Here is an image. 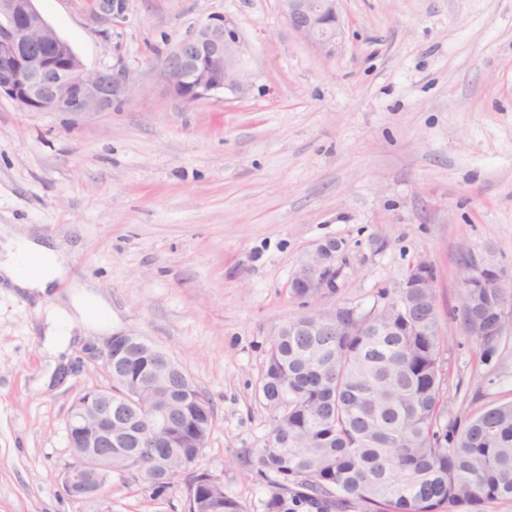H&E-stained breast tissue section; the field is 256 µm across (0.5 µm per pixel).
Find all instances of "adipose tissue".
<instances>
[{
	"mask_svg": "<svg viewBox=\"0 0 512 512\" xmlns=\"http://www.w3.org/2000/svg\"><path fill=\"white\" fill-rule=\"evenodd\" d=\"M69 269L62 251L34 238L10 236L0 225V288H15L37 298L51 294L66 281ZM110 317L108 305L98 296L81 290L71 307L54 306L47 314L45 347L51 354L64 351L71 336L73 319L92 331L102 330Z\"/></svg>",
	"mask_w": 512,
	"mask_h": 512,
	"instance_id": "1",
	"label": "adipose tissue"
}]
</instances>
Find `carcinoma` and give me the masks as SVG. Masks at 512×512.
Masks as SVG:
<instances>
[{
    "mask_svg": "<svg viewBox=\"0 0 512 512\" xmlns=\"http://www.w3.org/2000/svg\"><path fill=\"white\" fill-rule=\"evenodd\" d=\"M356 318L344 303L289 320L274 336L261 394L272 411L269 438L252 469L273 488L264 512H334L358 501L368 512H481L512 500V401L471 417L460 430L439 427L443 336L434 295L392 314L391 299ZM430 323L432 336L414 335ZM459 323L484 360L512 323L495 324L462 303ZM127 366L112 370V402L134 393L148 403L178 399L165 448L129 440L112 465L170 487L198 457L188 445L214 417L208 394L185 389L170 359L136 337ZM188 512H245L240 501L200 474L185 483Z\"/></svg>",
    "mask_w": 512,
    "mask_h": 512,
    "instance_id": "cac0c4a2",
    "label": "carcinoma"
}]
</instances>
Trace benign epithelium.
<instances>
[{"instance_id":"benign-epithelium-1","label":"benign epithelium","mask_w":512,"mask_h":512,"mask_svg":"<svg viewBox=\"0 0 512 512\" xmlns=\"http://www.w3.org/2000/svg\"><path fill=\"white\" fill-rule=\"evenodd\" d=\"M292 31L317 52L332 57L341 48L343 31L338 14L339 0H277ZM92 9L114 19L124 16L118 0H91ZM243 43L234 21L215 15L205 25L182 39L160 66L169 78L171 91L187 103L218 94L241 95L248 78L242 63ZM135 89L129 74L91 71L73 51L69 42L42 16L35 0H0V96L5 95L31 111L89 114L112 107L125 93ZM336 242L320 245L301 263L292 277V295L325 293L335 287ZM461 287L475 300L486 288L506 295L494 310L502 323L512 312V271L504 269L487 252L461 257ZM432 265L421 261L397 284L402 294L415 297L436 288ZM133 336L116 333L107 338L99 356L107 371L123 348L116 341L130 342ZM146 432L161 441L171 428V409L161 398L145 408ZM130 420L112 409V388H93L70 408L67 436L74 462L64 470L62 489L76 500L104 495L112 473L126 472L149 484L151 479L134 468H112V449L128 440Z\"/></svg>"}]
</instances>
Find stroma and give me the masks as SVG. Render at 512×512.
Returning <instances> with one entry per match:
<instances>
[{"label": "stroma", "mask_w": 512, "mask_h": 512, "mask_svg": "<svg viewBox=\"0 0 512 512\" xmlns=\"http://www.w3.org/2000/svg\"><path fill=\"white\" fill-rule=\"evenodd\" d=\"M36 6L87 68L127 70L139 90L82 115L0 98V225L56 242L59 293L77 282L112 310L52 362L36 301L0 293V512H185L180 480L159 496L130 474L99 499L62 492L69 408L111 386L95 350L120 331L205 389L195 468L263 512L270 488L247 463L271 427L263 367L303 310L292 276L328 240L341 303L370 308L434 267L441 425L512 401V334L486 361L458 321L461 251L512 271V0H341L331 58L276 0H127L121 20L86 0ZM214 15L240 32L249 87L187 103L159 60Z\"/></svg>", "instance_id": "1"}]
</instances>
